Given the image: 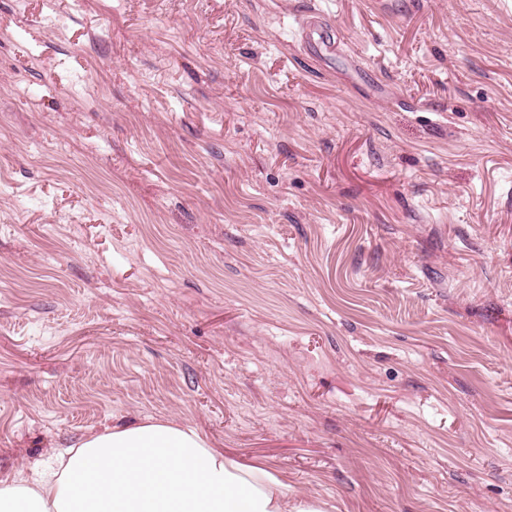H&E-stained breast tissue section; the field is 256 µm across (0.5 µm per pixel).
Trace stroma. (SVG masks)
<instances>
[{
	"instance_id": "1",
	"label": "stroma",
	"mask_w": 512,
	"mask_h": 512,
	"mask_svg": "<svg viewBox=\"0 0 512 512\" xmlns=\"http://www.w3.org/2000/svg\"><path fill=\"white\" fill-rule=\"evenodd\" d=\"M397 2L0 0L1 475L154 417L512 512V0ZM304 38L307 45L317 44L320 49L329 53H334L336 50L334 33L322 26L309 27Z\"/></svg>"
}]
</instances>
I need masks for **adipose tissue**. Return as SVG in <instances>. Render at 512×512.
Returning a JSON list of instances; mask_svg holds the SVG:
<instances>
[{"instance_id":"1","label":"adipose tissue","mask_w":512,"mask_h":512,"mask_svg":"<svg viewBox=\"0 0 512 512\" xmlns=\"http://www.w3.org/2000/svg\"><path fill=\"white\" fill-rule=\"evenodd\" d=\"M0 512H325L284 478L214 447L196 429L147 418L83 437L54 467L0 476Z\"/></svg>"}]
</instances>
